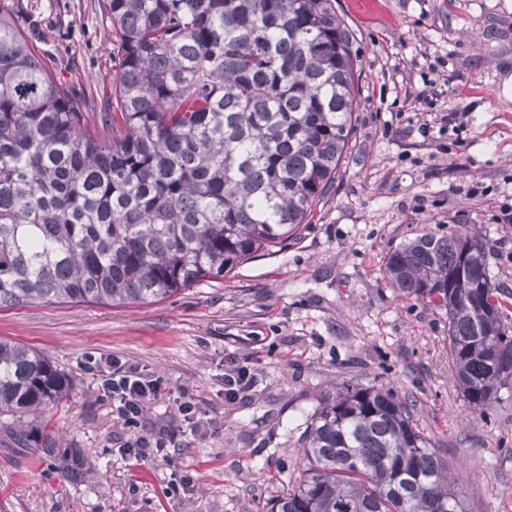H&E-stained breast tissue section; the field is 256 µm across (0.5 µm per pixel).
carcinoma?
<instances>
[{"label": "carcinoma", "mask_w": 512, "mask_h": 512, "mask_svg": "<svg viewBox=\"0 0 512 512\" xmlns=\"http://www.w3.org/2000/svg\"><path fill=\"white\" fill-rule=\"evenodd\" d=\"M116 33L112 135L0 14V308L169 298L228 275L309 222L359 107L353 34L333 0H106ZM384 273L448 312L455 380L482 415L512 386V327L482 242L418 235ZM66 378L0 339V414L63 398ZM304 468L267 512H465L448 462L382 384L323 394Z\"/></svg>", "instance_id": "1"}]
</instances>
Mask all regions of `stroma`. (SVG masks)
I'll return each mask as SVG.
<instances>
[{
    "label": "stroma",
    "mask_w": 512,
    "mask_h": 512,
    "mask_svg": "<svg viewBox=\"0 0 512 512\" xmlns=\"http://www.w3.org/2000/svg\"><path fill=\"white\" fill-rule=\"evenodd\" d=\"M334 6L355 36L360 105L336 182L296 238L162 301L0 308V337L69 381L39 412L0 414V512H266L303 465L299 438L319 396L343 382L383 384L408 401L467 512H512V388L470 415L445 310L400 295L384 274L404 241L468 229L486 246L512 326V223L498 220L512 208V0ZM0 13L100 124L118 63L103 0H0ZM90 355L158 378L137 426L101 399ZM230 360L257 375L232 402L221 381ZM182 392L207 420L201 434L182 430ZM162 428L171 461L120 454ZM70 449L95 460L68 472Z\"/></svg>",
    "instance_id": "stroma-1"
}]
</instances>
